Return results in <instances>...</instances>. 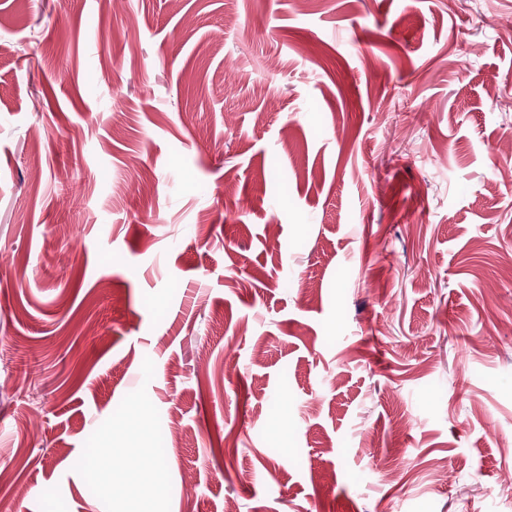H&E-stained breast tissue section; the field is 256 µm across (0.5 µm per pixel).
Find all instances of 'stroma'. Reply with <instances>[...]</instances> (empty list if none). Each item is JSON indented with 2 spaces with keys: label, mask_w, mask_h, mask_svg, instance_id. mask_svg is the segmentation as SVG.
<instances>
[{
  "label": "stroma",
  "mask_w": 512,
  "mask_h": 512,
  "mask_svg": "<svg viewBox=\"0 0 512 512\" xmlns=\"http://www.w3.org/2000/svg\"><path fill=\"white\" fill-rule=\"evenodd\" d=\"M510 140L512 0H0V512H512ZM139 448H112L107 446L96 452L93 466L107 484L114 479V467L117 463H126L121 473L125 484L136 496V509L132 512H154L152 501L142 490L161 478L162 466L157 463L143 462L138 453ZM121 456L120 459H118Z\"/></svg>",
  "instance_id": "1"
}]
</instances>
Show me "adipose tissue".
Listing matches in <instances>:
<instances>
[{
  "mask_svg": "<svg viewBox=\"0 0 512 512\" xmlns=\"http://www.w3.org/2000/svg\"><path fill=\"white\" fill-rule=\"evenodd\" d=\"M146 423L141 418L140 411H133L129 426L130 445L126 448L104 447L97 451L93 466L103 482H110L115 473L117 463H124L125 468L121 475L125 484L136 497L135 512H154L152 501L145 494L147 485L159 481L162 473L160 464L143 461L136 449L137 442L143 437Z\"/></svg>",
  "mask_w": 512,
  "mask_h": 512,
  "instance_id": "adipose-tissue-1",
  "label": "adipose tissue"
}]
</instances>
